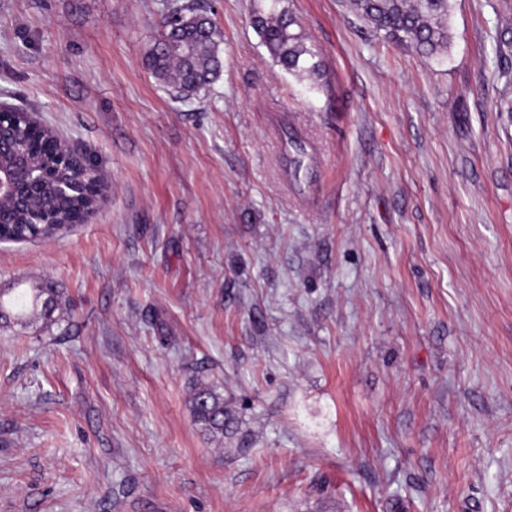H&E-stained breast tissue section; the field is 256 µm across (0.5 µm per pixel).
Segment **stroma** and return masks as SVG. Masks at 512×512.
Returning a JSON list of instances; mask_svg holds the SVG:
<instances>
[{
    "label": "stroma",
    "instance_id": "obj_1",
    "mask_svg": "<svg viewBox=\"0 0 512 512\" xmlns=\"http://www.w3.org/2000/svg\"><path fill=\"white\" fill-rule=\"evenodd\" d=\"M169 2L0 0V101L112 184L0 244V288L59 294L0 324V512H512V0H452L433 60L284 0L318 80L263 0H197L223 70L186 102L145 64ZM268 9L256 11L254 25L261 43L285 72L298 76H319L322 61L318 53L305 43L300 32H294L295 20L282 2L269 0ZM317 58V60H316ZM5 293L0 291V318L5 323H23V320L31 311L40 312L45 320H51L58 306L56 291L54 288H35L30 297V311L23 309L14 311L16 304L4 299ZM190 413L196 425L214 438L237 435V421L224 404V395L207 383H198L190 400Z\"/></svg>",
    "mask_w": 512,
    "mask_h": 512
}]
</instances>
